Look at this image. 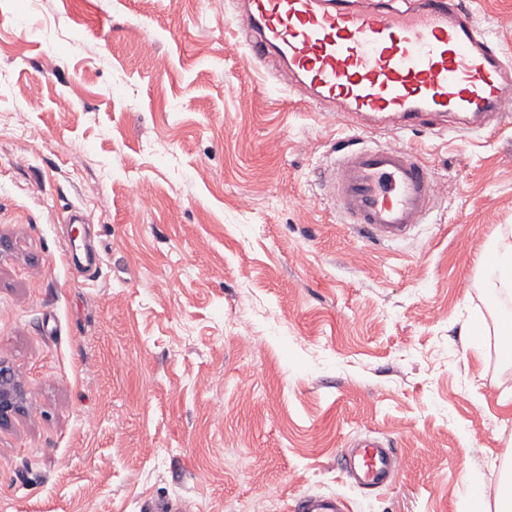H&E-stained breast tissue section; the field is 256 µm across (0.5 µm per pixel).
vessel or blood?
I'll return each mask as SVG.
<instances>
[{
  "label": "vessel or blood",
  "instance_id": "obj_1",
  "mask_svg": "<svg viewBox=\"0 0 512 512\" xmlns=\"http://www.w3.org/2000/svg\"><path fill=\"white\" fill-rule=\"evenodd\" d=\"M251 58L278 59L288 88L321 109L387 124L431 128L454 114L487 129L512 117V58L482 28L464 0H239ZM359 235L373 242L409 237L432 210L438 183L412 150L363 146L342 151L322 175ZM343 474L366 491L389 487L403 467L396 448L375 437L352 439ZM291 512H350L331 493L296 499Z\"/></svg>",
  "mask_w": 512,
  "mask_h": 512
}]
</instances>
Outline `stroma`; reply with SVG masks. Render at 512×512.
I'll return each mask as SVG.
<instances>
[{
	"label": "stroma",
	"mask_w": 512,
	"mask_h": 512,
	"mask_svg": "<svg viewBox=\"0 0 512 512\" xmlns=\"http://www.w3.org/2000/svg\"><path fill=\"white\" fill-rule=\"evenodd\" d=\"M474 8L512 55V0ZM277 69L232 0H0V361L26 388L0 512H496L512 362L469 326L512 315L481 263L512 234V119L362 133ZM365 144L440 183L403 242L359 238L318 180ZM365 435L405 458L370 494L338 465ZM292 512H349L347 499L331 493H315L296 499Z\"/></svg>",
	"instance_id": "35a3bbf8"
}]
</instances>
